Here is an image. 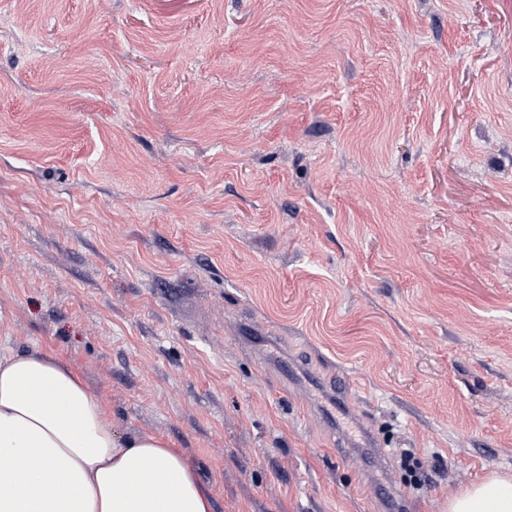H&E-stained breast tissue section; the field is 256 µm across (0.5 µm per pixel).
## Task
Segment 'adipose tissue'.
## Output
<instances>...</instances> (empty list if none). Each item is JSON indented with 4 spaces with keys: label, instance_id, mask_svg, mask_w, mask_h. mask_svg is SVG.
I'll return each mask as SVG.
<instances>
[{
    "label": "adipose tissue",
    "instance_id": "adipose-tissue-1",
    "mask_svg": "<svg viewBox=\"0 0 512 512\" xmlns=\"http://www.w3.org/2000/svg\"><path fill=\"white\" fill-rule=\"evenodd\" d=\"M0 512H212L197 470L162 437L118 435L55 353L0 347ZM448 512H512V476L490 473Z\"/></svg>",
    "mask_w": 512,
    "mask_h": 512
}]
</instances>
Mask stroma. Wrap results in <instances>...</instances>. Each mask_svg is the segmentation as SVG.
<instances>
[{"label":"stroma","mask_w":512,"mask_h":512,"mask_svg":"<svg viewBox=\"0 0 512 512\" xmlns=\"http://www.w3.org/2000/svg\"><path fill=\"white\" fill-rule=\"evenodd\" d=\"M2 336L212 512L512 474V0H0Z\"/></svg>","instance_id":"35a3bbf8"}]
</instances>
